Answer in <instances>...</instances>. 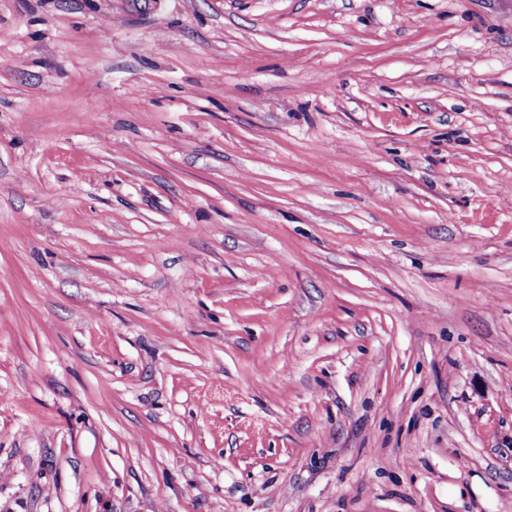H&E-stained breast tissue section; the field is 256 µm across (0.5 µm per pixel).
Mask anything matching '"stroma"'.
<instances>
[{
  "instance_id": "obj_1",
  "label": "stroma",
  "mask_w": 512,
  "mask_h": 512,
  "mask_svg": "<svg viewBox=\"0 0 512 512\" xmlns=\"http://www.w3.org/2000/svg\"><path fill=\"white\" fill-rule=\"evenodd\" d=\"M0 512H512V0H0Z\"/></svg>"
}]
</instances>
